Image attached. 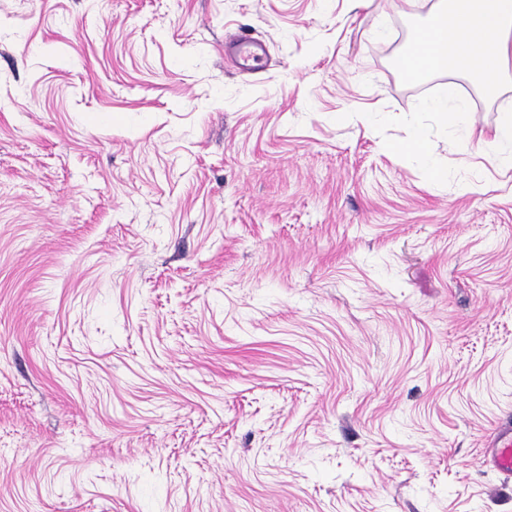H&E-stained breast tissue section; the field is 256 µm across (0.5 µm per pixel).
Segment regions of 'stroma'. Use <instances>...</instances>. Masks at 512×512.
Masks as SVG:
<instances>
[{"label":"stroma","mask_w":512,"mask_h":512,"mask_svg":"<svg viewBox=\"0 0 512 512\" xmlns=\"http://www.w3.org/2000/svg\"><path fill=\"white\" fill-rule=\"evenodd\" d=\"M436 2L0 0V512H512V85L396 67ZM228 49L241 70H253L264 46L247 33L239 31L229 36ZM454 92L452 88H448V94L445 98L436 101L430 105L431 112H435L439 115L442 121L448 128L449 135L454 134L455 128L458 125L462 108L458 106L454 101ZM489 144H497L506 149L507 155L503 158L505 164L511 168L512 162V110L499 112L497 121L489 133ZM403 154L419 155L430 163V173L433 178H447V170L437 167L433 160V144L430 139L421 131L416 132L413 137L397 147ZM490 448L489 463L507 476H512V417L498 427Z\"/></svg>","instance_id":"stroma-1"}]
</instances>
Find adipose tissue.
<instances>
[{"mask_svg": "<svg viewBox=\"0 0 512 512\" xmlns=\"http://www.w3.org/2000/svg\"><path fill=\"white\" fill-rule=\"evenodd\" d=\"M396 65L418 75L463 72L497 96L512 77V0H440Z\"/></svg>", "mask_w": 512, "mask_h": 512, "instance_id": "obj_1", "label": "adipose tissue"}]
</instances>
